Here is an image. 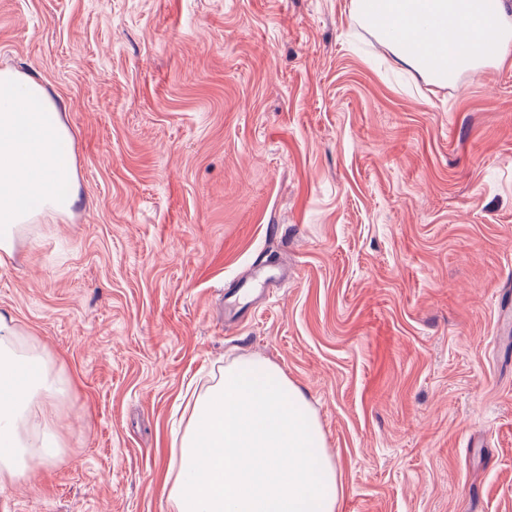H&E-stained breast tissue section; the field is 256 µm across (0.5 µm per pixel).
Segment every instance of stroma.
Segmentation results:
<instances>
[{
  "label": "stroma",
  "mask_w": 512,
  "mask_h": 512,
  "mask_svg": "<svg viewBox=\"0 0 512 512\" xmlns=\"http://www.w3.org/2000/svg\"><path fill=\"white\" fill-rule=\"evenodd\" d=\"M352 9L0 0L80 192L0 267L67 386L0 512H169L172 430L234 359L302 389L337 512H512V59L434 85Z\"/></svg>",
  "instance_id": "35a3bbf8"
}]
</instances>
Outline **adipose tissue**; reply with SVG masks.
Returning <instances> with one entry per match:
<instances>
[{
  "label": "adipose tissue",
  "mask_w": 512,
  "mask_h": 512,
  "mask_svg": "<svg viewBox=\"0 0 512 512\" xmlns=\"http://www.w3.org/2000/svg\"><path fill=\"white\" fill-rule=\"evenodd\" d=\"M505 0H354L397 60L444 84L512 56ZM65 387L0 314V477L55 462L61 439L36 405ZM165 486L171 512H336L341 475L301 389L275 365L233 361L196 395Z\"/></svg>",
  "instance_id": "obj_1"
}]
</instances>
